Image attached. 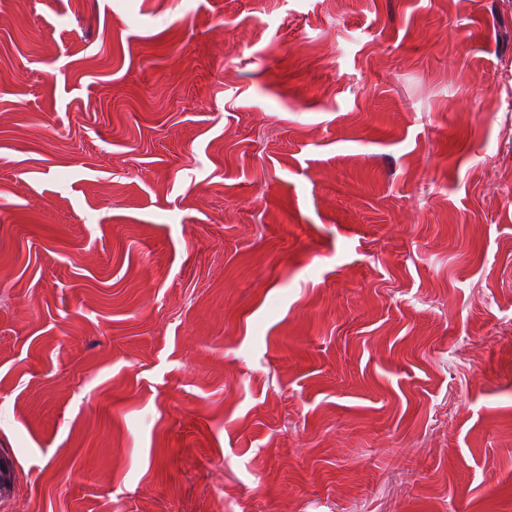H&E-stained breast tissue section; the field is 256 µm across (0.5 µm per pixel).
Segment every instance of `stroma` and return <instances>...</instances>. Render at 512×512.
<instances>
[{
	"instance_id": "1",
	"label": "stroma",
	"mask_w": 512,
	"mask_h": 512,
	"mask_svg": "<svg viewBox=\"0 0 512 512\" xmlns=\"http://www.w3.org/2000/svg\"><path fill=\"white\" fill-rule=\"evenodd\" d=\"M0 512H512V0H0Z\"/></svg>"
}]
</instances>
